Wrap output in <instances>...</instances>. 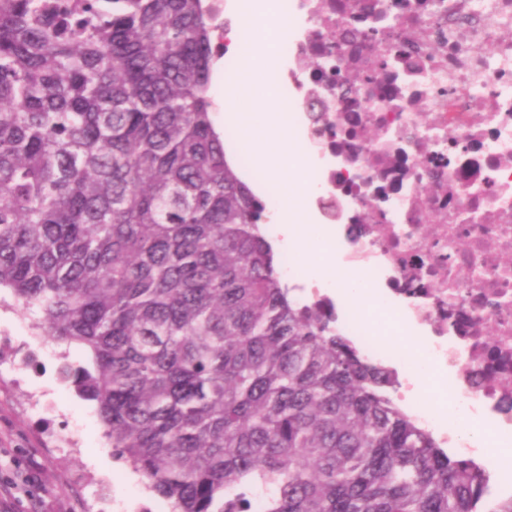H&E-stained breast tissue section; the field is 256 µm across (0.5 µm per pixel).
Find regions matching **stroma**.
Listing matches in <instances>:
<instances>
[{
  "instance_id": "stroma-1",
  "label": "stroma",
  "mask_w": 512,
  "mask_h": 512,
  "mask_svg": "<svg viewBox=\"0 0 512 512\" xmlns=\"http://www.w3.org/2000/svg\"><path fill=\"white\" fill-rule=\"evenodd\" d=\"M36 320L0 292V461H33L39 479L16 512H169L114 457L96 404L60 379L62 362L83 363L85 351L50 341Z\"/></svg>"
}]
</instances>
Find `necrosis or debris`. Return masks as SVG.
<instances>
[{"mask_svg": "<svg viewBox=\"0 0 512 512\" xmlns=\"http://www.w3.org/2000/svg\"><path fill=\"white\" fill-rule=\"evenodd\" d=\"M279 0L277 82L336 263L362 273L416 365L366 319L335 320L387 365L396 403L440 444L456 428L414 401L415 374L448 384L461 416L512 447V0ZM378 67L345 90L343 63ZM481 107H473L474 99ZM347 118L357 138L337 139Z\"/></svg>", "mask_w": 512, "mask_h": 512, "instance_id": "4bbe7bcc", "label": "necrosis or debris"}]
</instances>
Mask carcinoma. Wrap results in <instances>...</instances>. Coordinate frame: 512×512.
<instances>
[{
	"label": "carcinoma",
	"instance_id": "1",
	"mask_svg": "<svg viewBox=\"0 0 512 512\" xmlns=\"http://www.w3.org/2000/svg\"><path fill=\"white\" fill-rule=\"evenodd\" d=\"M205 0H0V289L171 512H483L488 474L283 281Z\"/></svg>",
	"mask_w": 512,
	"mask_h": 512
}]
</instances>
